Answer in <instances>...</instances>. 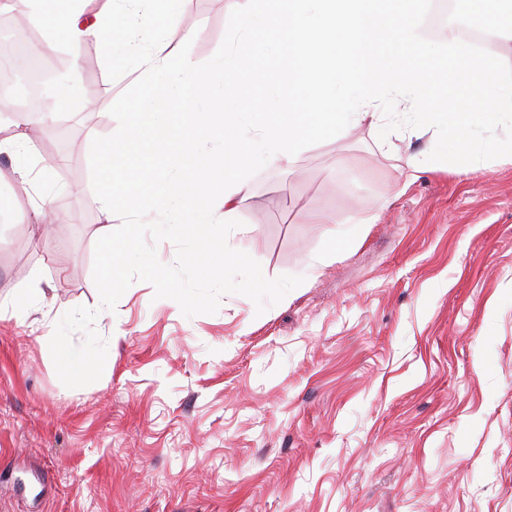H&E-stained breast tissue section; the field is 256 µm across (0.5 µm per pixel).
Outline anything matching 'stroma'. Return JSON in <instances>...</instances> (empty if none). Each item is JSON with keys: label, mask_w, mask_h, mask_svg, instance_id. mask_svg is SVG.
<instances>
[{"label": "stroma", "mask_w": 512, "mask_h": 512, "mask_svg": "<svg viewBox=\"0 0 512 512\" xmlns=\"http://www.w3.org/2000/svg\"><path fill=\"white\" fill-rule=\"evenodd\" d=\"M168 52L208 60L224 0H183ZM73 104L38 141L31 190L0 180V512H512V159L417 172L432 133L361 125L249 179L231 247L303 284L264 314L238 294L184 317L134 282L100 306L108 233L89 150L137 79L88 43L58 51ZM67 222L42 236L31 193ZM364 225L334 251L348 217ZM86 310L69 342L56 313Z\"/></svg>", "instance_id": "stroma-1"}]
</instances>
